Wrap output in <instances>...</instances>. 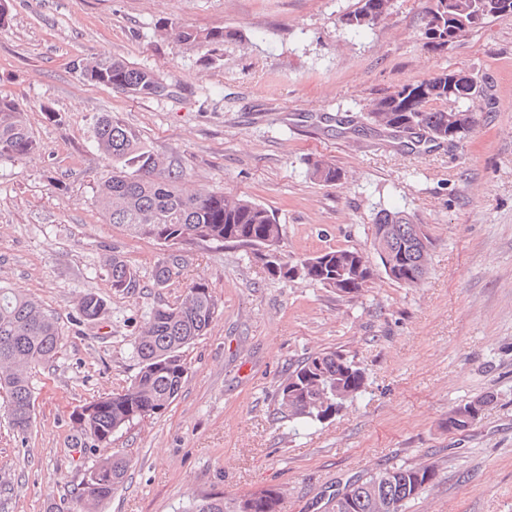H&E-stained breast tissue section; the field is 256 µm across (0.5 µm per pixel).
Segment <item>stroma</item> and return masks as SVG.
Segmentation results:
<instances>
[{
	"mask_svg": "<svg viewBox=\"0 0 512 512\" xmlns=\"http://www.w3.org/2000/svg\"><path fill=\"white\" fill-rule=\"evenodd\" d=\"M357 0H9L0 28V97L19 104L39 152L0 160V286L34 297L64 341L32 369L36 422L21 434L0 402V512H71L110 451L130 467L96 512H184L191 499L280 491L279 512H327L358 477L427 464L435 480L405 512H512V15L441 50L423 47L426 0H393L362 31L339 16ZM228 27L216 64L165 36L170 23ZM154 71L170 95L136 98L85 82L75 60L97 55ZM444 70L489 79L498 109L455 143L343 132L374 102ZM110 113L193 184L275 212L285 255L355 248L374 255L381 211H401L433 239L415 287L377 272L358 298L269 276L252 250L199 244L179 277L156 287L163 250L109 224L96 203L108 161L94 123ZM326 159L343 177L311 174ZM120 251L136 288L114 291L103 263ZM204 279L219 302L186 348L183 387L162 414L78 443L72 413L125 390L139 371L133 339L150 313ZM107 313L77 317L85 293ZM336 350L365 374L332 419L276 414L278 385L309 353ZM493 403L466 431L454 407Z\"/></svg>",
	"mask_w": 512,
	"mask_h": 512,
	"instance_id": "35a3bbf8",
	"label": "stroma"
}]
</instances>
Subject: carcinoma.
<instances>
[{
	"mask_svg": "<svg viewBox=\"0 0 512 512\" xmlns=\"http://www.w3.org/2000/svg\"><path fill=\"white\" fill-rule=\"evenodd\" d=\"M392 0H358L355 10L345 14L342 24L362 30L388 14ZM482 11L484 20L512 14V0H431L420 31L423 46L441 50L473 31L468 21ZM165 33L174 39L208 47V63L232 31L224 27L198 30L172 23ZM82 79L109 86L133 97H163L170 85L154 72L136 68L110 56H96L77 62ZM455 103L449 110H434L436 103ZM497 100L492 89L481 83L464 84L448 96V72L442 71L417 83L404 84L376 100L372 124L394 132L408 133L415 144L445 142L463 138L476 123V111L494 112ZM97 149L112 162L97 184V203L106 220L118 224L136 238H150L163 247L153 277L164 286L181 276L187 250L198 243H232L257 251L273 278L295 276L319 284L340 297L361 295L375 276L368 256L356 249L338 248L300 256L291 264L280 252L282 226L272 211L251 200L197 187L146 147L138 131L110 114L94 124ZM39 149V142L27 126L15 100L0 97V159L20 160ZM312 173L326 184L341 179V171L324 160L312 162ZM373 241H382L387 258L380 259L382 271L391 281L405 287L421 283L428 273L432 242L425 225L414 224L398 212L381 214L372 225ZM112 288L125 292L136 286L137 271L120 254L107 257ZM83 320L95 322L105 313L104 300L96 294L83 295L77 304ZM218 312V301L203 279L192 282L176 306L155 309L134 340L140 370L130 386L118 393L93 399L73 412L81 433L96 447H109L112 436L146 417L164 412L176 399L187 367L184 349L205 335ZM62 347L58 322L35 298L12 293L0 286V390L7 396L12 426L25 434L36 412L29 371L54 359ZM308 387L331 390L341 387L357 396L365 385L363 370L354 359L336 351L309 354L280 384L277 412L292 420H321L322 409L300 403L292 396L303 380ZM486 395L448 412V430L465 431L491 402ZM129 461L114 453L89 472L73 512L108 499L122 483ZM435 477L432 465L399 466L359 478L345 491L334 495V512H404ZM280 492L262 489L241 497L220 493L194 497L185 512H278Z\"/></svg>",
	"mask_w": 512,
	"mask_h": 512,
	"instance_id": "1",
	"label": "carcinoma"
}]
</instances>
